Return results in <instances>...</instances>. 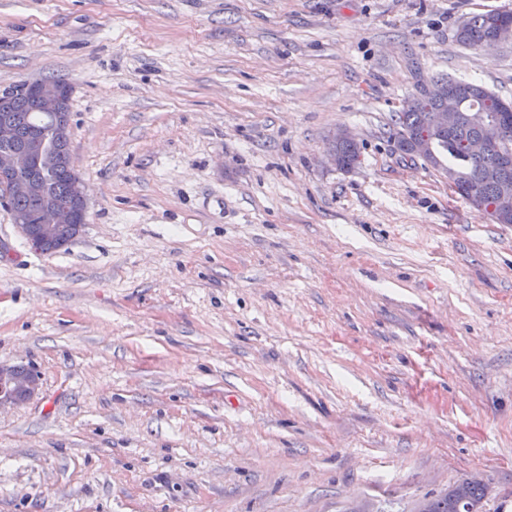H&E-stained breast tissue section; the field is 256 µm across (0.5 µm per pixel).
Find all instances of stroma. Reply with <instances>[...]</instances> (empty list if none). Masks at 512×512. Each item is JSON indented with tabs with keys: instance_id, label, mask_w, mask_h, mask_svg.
<instances>
[{
	"instance_id": "1",
	"label": "stroma",
	"mask_w": 512,
	"mask_h": 512,
	"mask_svg": "<svg viewBox=\"0 0 512 512\" xmlns=\"http://www.w3.org/2000/svg\"><path fill=\"white\" fill-rule=\"evenodd\" d=\"M512 0H0V91L73 86L87 221L0 206V512H512V224L402 156L448 76L512 101ZM347 131L359 164L329 143ZM501 14L508 15L509 13L491 11L477 14L463 22L456 31L458 42L468 47H480L494 30L493 36L482 44L481 48L483 50L489 49L504 40H511L512 20L507 18L499 20ZM497 21L498 24L496 26ZM331 153L336 155V159L330 154L331 161L337 164L340 169L353 168L359 157V148L353 142L332 143L330 147ZM37 387L36 373L20 374L15 366L0 363V409L23 403Z\"/></svg>"
}]
</instances>
